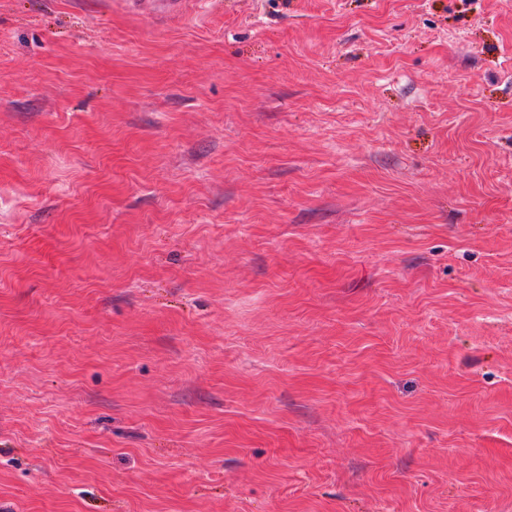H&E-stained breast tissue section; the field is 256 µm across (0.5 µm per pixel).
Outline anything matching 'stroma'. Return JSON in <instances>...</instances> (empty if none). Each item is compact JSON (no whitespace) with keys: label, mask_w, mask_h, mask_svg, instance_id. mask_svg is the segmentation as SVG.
I'll return each mask as SVG.
<instances>
[{"label":"stroma","mask_w":512,"mask_h":512,"mask_svg":"<svg viewBox=\"0 0 512 512\" xmlns=\"http://www.w3.org/2000/svg\"><path fill=\"white\" fill-rule=\"evenodd\" d=\"M0 0V512H512V0Z\"/></svg>","instance_id":"obj_1"}]
</instances>
